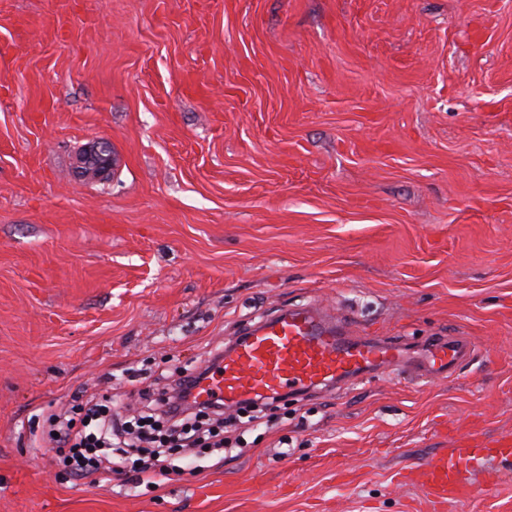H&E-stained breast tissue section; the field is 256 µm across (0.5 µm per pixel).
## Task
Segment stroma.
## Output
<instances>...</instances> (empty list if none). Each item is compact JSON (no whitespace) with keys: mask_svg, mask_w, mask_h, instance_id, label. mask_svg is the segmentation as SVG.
Returning <instances> with one entry per match:
<instances>
[{"mask_svg":"<svg viewBox=\"0 0 512 512\" xmlns=\"http://www.w3.org/2000/svg\"><path fill=\"white\" fill-rule=\"evenodd\" d=\"M224 2L0 0V512H432L399 469L512 434V0ZM307 303L474 350L267 400L154 489L46 440ZM444 512H512V470ZM109 151L110 147L107 142H98L93 151L85 158V168L92 170L94 174L100 177L107 175L111 167ZM428 350L421 359L422 371L427 375L452 373L454 366L472 348L469 341L458 336H448V339H437L434 343L425 345Z\"/></svg>","mask_w":512,"mask_h":512,"instance_id":"stroma-1","label":"stroma"}]
</instances>
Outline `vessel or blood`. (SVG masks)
<instances>
[{
    "label": "vessel or blood",
    "mask_w": 512,
    "mask_h": 512,
    "mask_svg": "<svg viewBox=\"0 0 512 512\" xmlns=\"http://www.w3.org/2000/svg\"><path fill=\"white\" fill-rule=\"evenodd\" d=\"M470 349V342L458 336L438 339L429 344L421 365L426 374H448ZM407 362L401 343L354 336L346 326L327 322L315 308L286 306L226 350L195 393L198 401L219 399L227 404L272 398L358 379L378 367L397 369ZM496 463L512 464V434L489 437L474 432L455 440L436 458L410 465L403 475L428 499L441 503L471 495L464 473Z\"/></svg>",
    "instance_id": "obj_1"
}]
</instances>
